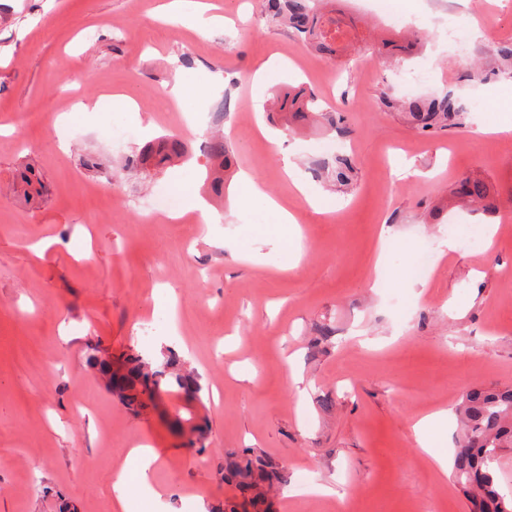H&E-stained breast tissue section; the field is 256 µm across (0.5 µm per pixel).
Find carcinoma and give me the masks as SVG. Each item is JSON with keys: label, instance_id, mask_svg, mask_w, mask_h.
I'll use <instances>...</instances> for the list:
<instances>
[{"label": "carcinoma", "instance_id": "carcinoma-1", "mask_svg": "<svg viewBox=\"0 0 512 512\" xmlns=\"http://www.w3.org/2000/svg\"><path fill=\"white\" fill-rule=\"evenodd\" d=\"M311 0H267V10L274 19H283L299 33L311 31L315 15ZM319 49L332 50L346 39L344 30L332 21L320 20L316 31ZM402 108L409 124L421 133H432L446 128L464 112L462 106L448 95L441 97H414ZM209 154L223 164L231 161L224 137L215 136L208 146ZM319 173L330 175L336 185L347 187L352 183L354 169L350 160L335 157V166H321ZM89 362L111 376L112 385L126 406L138 412L151 404L163 381L171 379L178 390L198 395L201 385L193 374L178 368L177 358L153 369L135 349L122 350L103 362L92 355ZM462 432L452 460L453 477L469 496L482 499V512H512V491H504L495 465L503 448L512 447V388L469 389L459 408Z\"/></svg>", "mask_w": 512, "mask_h": 512}]
</instances>
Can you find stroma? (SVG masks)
<instances>
[{
    "mask_svg": "<svg viewBox=\"0 0 512 512\" xmlns=\"http://www.w3.org/2000/svg\"><path fill=\"white\" fill-rule=\"evenodd\" d=\"M161 2L0 0V125L14 128L0 135V512H111L112 484L139 443L158 456L155 484L174 494L136 496L130 512H218L254 496L271 512H468L411 426L447 410L456 444L465 391L512 387V140L480 132L512 114V72L496 52L512 14L484 15L468 32L483 74L471 80L462 51L429 33L472 0H400L398 24L322 0L323 14L352 24L350 46L332 55L272 19L265 0H221L233 22L206 35L155 21ZM272 54L295 68L254 90ZM218 73L230 81L215 91ZM179 78L205 86V123L168 97ZM68 79L102 112L63 129ZM122 92L137 114L113 111ZM445 93L466 107L458 123L414 130L400 101ZM277 95L315 97L330 116L296 120ZM115 128L139 138L110 146ZM212 132L233 160L219 186L206 181L199 142ZM163 136L185 153L158 172L150 156ZM328 144L354 166L349 189L315 172ZM284 149L307 195L285 175ZM242 171L296 215L297 267L286 266L287 243L260 242L267 213L230 215ZM186 175L216 223L160 218ZM464 181L486 184L480 205L457 197ZM385 223L400 245L383 247ZM449 238L457 248L441 254ZM407 245L428 258L422 295L373 287L378 256L405 269ZM93 344L153 361L174 348L199 399L166 395L132 413L88 365ZM175 419L204 427V448L172 431ZM248 460L263 479L240 490L226 477Z\"/></svg>",
    "mask_w": 512,
    "mask_h": 512,
    "instance_id": "35a3bbf8",
    "label": "stroma"
}]
</instances>
